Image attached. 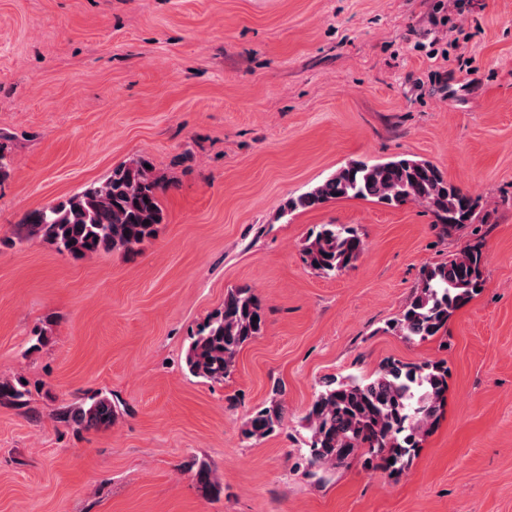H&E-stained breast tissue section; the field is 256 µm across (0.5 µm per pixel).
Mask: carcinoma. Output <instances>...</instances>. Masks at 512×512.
<instances>
[{
    "mask_svg": "<svg viewBox=\"0 0 512 512\" xmlns=\"http://www.w3.org/2000/svg\"><path fill=\"white\" fill-rule=\"evenodd\" d=\"M147 163L149 160L139 158L120 164L105 180L28 212L18 226L17 242L39 240L74 259L114 249L137 254L139 246L163 223L160 196L174 186L156 169L146 168ZM343 198L388 207L422 204L444 235L479 218L478 198L448 181L432 162L415 156L381 162L351 160L308 191L289 198L283 211L289 215L315 210ZM364 250V240L355 228L322 224L306 238L302 256L314 273L333 277L353 266ZM483 268V254L476 247L426 267L412 300L389 323V329L408 341L447 332L453 313L483 286ZM264 328V309L252 290H229L223 307L192 334L186 353L189 372L214 382L226 379L243 346ZM447 390L448 367L442 362L387 360L368 378H323L305 416L310 429L308 466L340 465L363 450L368 466L391 475L401 473L439 422ZM28 393L20 380L0 382V400L22 403ZM115 418L112 398L106 395L71 405L61 414L64 422L86 432L106 429ZM282 420V406L273 401L249 417L243 433L248 439L263 438ZM188 470L204 496L218 493L208 462L194 459Z\"/></svg>",
    "mask_w": 512,
    "mask_h": 512,
    "instance_id": "cac0c4a2",
    "label": "carcinoma"
}]
</instances>
